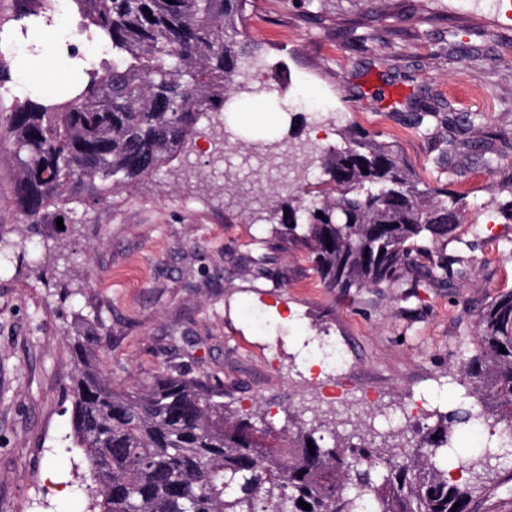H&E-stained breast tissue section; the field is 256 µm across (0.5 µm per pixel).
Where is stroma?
<instances>
[{"label": "stroma", "mask_w": 512, "mask_h": 512, "mask_svg": "<svg viewBox=\"0 0 512 512\" xmlns=\"http://www.w3.org/2000/svg\"><path fill=\"white\" fill-rule=\"evenodd\" d=\"M75 0L51 6L29 38L17 0H0V85L70 82L89 58ZM456 28L475 54H450ZM244 33L262 45L264 65L242 82L226 129L245 142L290 141L327 148L353 127L378 135L423 181L434 183L430 140L409 115L419 102H449L453 117L482 114L464 129L477 146L461 157L451 189L465 202L463 224H479L473 267L453 287L345 296L326 288L308 252L276 244L277 206L289 191L268 186L265 208L245 206L239 187L258 176L226 152L221 166L199 153L209 122L133 190L53 205L62 225L25 223L13 201L16 165L0 146V512H90L88 464L75 445L71 380L74 339L109 340L99 357L114 382L134 385L167 364L224 383L225 404L255 426L351 433L363 391L397 415L427 398L420 423L472 407L448 362L472 354L481 307L512 289V224L494 220L512 179V0H251ZM493 132L498 166L478 143ZM264 257L255 276L250 259ZM490 490L480 512H512V471L477 470Z\"/></svg>", "instance_id": "obj_1"}]
</instances>
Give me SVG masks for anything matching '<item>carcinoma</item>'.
I'll return each instance as SVG.
<instances>
[{
  "label": "carcinoma",
  "instance_id": "1",
  "mask_svg": "<svg viewBox=\"0 0 512 512\" xmlns=\"http://www.w3.org/2000/svg\"><path fill=\"white\" fill-rule=\"evenodd\" d=\"M75 2L81 31L107 46L112 63L90 64L64 96H17L0 115L17 161L14 203L28 224L44 223L78 183L127 189L160 170L202 119L220 123L241 70L258 66V49L241 39L248 0ZM410 125L435 139L429 163L439 170L465 149L437 101ZM318 161L316 190L281 206L275 234L306 245L326 287L402 288L408 299L466 277L464 202L448 184L425 183L366 131L344 135ZM452 241L461 248L448 250ZM104 340L75 342L71 384L93 512H475L470 483L450 479L448 452L465 472L512 464V289L482 308L477 352L448 364L481 409L444 413L405 452L369 440L370 408L355 423L365 440L327 444L316 428L255 427L219 401L224 389L186 370L160 367L131 390L99 367ZM475 428L486 432L479 447H459Z\"/></svg>",
  "mask_w": 512,
  "mask_h": 512
}]
</instances>
